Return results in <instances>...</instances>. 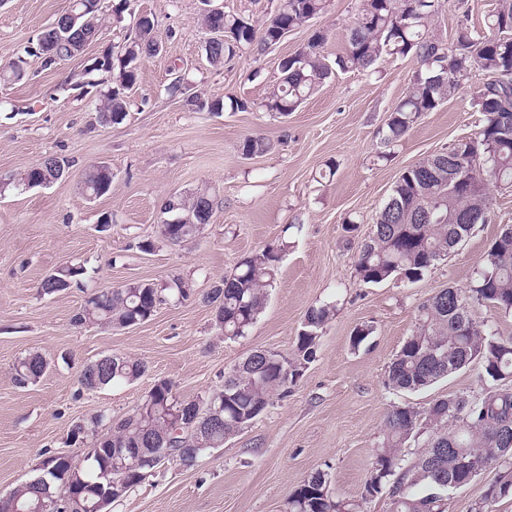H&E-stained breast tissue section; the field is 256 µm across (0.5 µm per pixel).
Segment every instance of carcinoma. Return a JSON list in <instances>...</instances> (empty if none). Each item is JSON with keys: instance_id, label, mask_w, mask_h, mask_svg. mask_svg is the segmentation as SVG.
<instances>
[{"instance_id": "obj_1", "label": "carcinoma", "mask_w": 512, "mask_h": 512, "mask_svg": "<svg viewBox=\"0 0 512 512\" xmlns=\"http://www.w3.org/2000/svg\"><path fill=\"white\" fill-rule=\"evenodd\" d=\"M100 0H82L72 20L61 14L36 39L38 54L51 66L76 56L100 33ZM330 0H280L274 16L261 28L246 18L205 9L206 30L222 29L229 41H208V61L218 66L235 46L260 50L279 43L282 33L306 25L324 13ZM438 0H359L356 18L349 30L345 53L329 64L322 48L327 34L314 33L308 44L281 61L282 83L266 98L269 112H293L329 77L332 67L340 70L372 68L387 55L410 57L419 65L413 84L391 112L384 134L387 146L397 142L423 114L449 99L461 78L473 69L491 76L476 93L477 111L485 123L477 136L460 139L438 153L428 167L415 165L396 182L380 211L371 237L362 246L356 272L366 284L389 280L415 283L441 260L448 248L472 231L456 223L458 214L474 211L479 223L490 208V183L512 185V0H498L487 16L488 33L468 26L457 29L452 47L428 35L438 9ZM162 41L155 21L148 27L137 23L135 36L127 38L120 52L109 51L111 62L92 71L113 75L115 86L102 94L98 120L103 126L120 123L127 116L126 90L137 80L144 58L160 52ZM193 110L221 112L224 100L196 94L187 99ZM270 149V143L249 136L242 154L252 156ZM66 161L49 156L17 178L20 184L38 177L52 183L66 170ZM464 170L467 182L453 190L448 177ZM112 185L109 166L87 168L83 189L97 198ZM218 202L207 189L170 196L162 213L171 220L191 217L182 224L160 223L157 238L178 245L199 234L210 221ZM279 248L267 246L242 258L233 274L204 296L215 306L216 324L224 338L245 337L263 312L269 290L276 284ZM86 269L71 264L45 277L42 295H53L73 286L83 287ZM193 288L173 277L161 283L132 282L117 288L95 289L74 316L77 325L124 329L149 320L161 299L185 301ZM491 304L512 313V234L501 232L487 249L477 278L465 289L448 287L417 307V327L394 355L386 370V384L394 390L418 392L475 365L483 383L476 396L448 395L433 402L435 409L420 410L397 405L388 412L375 461L365 480L360 502H344L329 492V475L316 471L289 495L286 512H359L360 503L386 494L390 512H448V483L467 477L459 459L482 468L498 470V478L471 512H488L490 503L512 496V455L496 457L487 451L492 434L512 428V337L485 330L471 317L477 305ZM335 307L323 304L309 309L298 336L294 358L255 350L224 377V391L216 397L184 400L166 379H158L131 413L101 432L107 415L93 413L74 423L67 443L77 454L65 456L45 450L43 476L13 489L10 498L17 512H42L59 501V512H95V504L107 505L123 498L155 469L169 460L192 467L213 448L261 415L274 395L288 393L302 367L316 354L320 331L334 316ZM49 362L39 353L17 361L12 378L19 387L37 382ZM148 370L147 365L123 356H107L96 371L79 372L81 389L94 392L116 383H133ZM421 443L412 461L401 455L409 441Z\"/></svg>"}]
</instances>
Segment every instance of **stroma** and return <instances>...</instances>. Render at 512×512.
I'll return each mask as SVG.
<instances>
[{
    "mask_svg": "<svg viewBox=\"0 0 512 512\" xmlns=\"http://www.w3.org/2000/svg\"><path fill=\"white\" fill-rule=\"evenodd\" d=\"M117 2L100 0L97 42L48 69L29 49L67 0H0V64L20 57L27 70L24 81L0 84V177L49 156L70 162L48 186L0 195V498L39 476L44 449L69 453L68 430L83 416L101 410L119 419L160 378L188 400L222 389L225 373L253 350L293 356L308 309L331 303L336 312L316 356L286 396L274 397L194 467L158 468L109 512H284L289 493L318 470L328 473L337 499H359L392 406L422 409L444 395L482 390L474 367L415 393L387 388L385 375L415 329L418 305L443 288L469 287L484 252L512 225V187H492L486 222L419 282L366 284L356 264L401 172L482 127L473 95L486 77L469 72L452 97L386 148L389 115L418 70L411 58L387 56L372 70L334 73L286 116L264 106L282 81L281 60L315 32L328 34V59L344 53L358 0H330L325 13L279 44L236 49L220 67L205 56L200 0H129L119 23ZM496 4L440 0L429 33L449 44L460 26L483 30ZM143 13L154 17L163 48L143 60L127 92L125 120L100 125L99 98L111 77L98 75L99 89L88 95L77 85ZM196 91L224 99V110L190 111L185 99ZM235 99L247 101V110L234 109ZM248 136L264 138L271 150L242 155ZM96 163L111 168L112 186L90 199L82 182ZM202 187L221 200L202 233L180 247L157 241L166 197ZM147 239L155 247L141 251ZM269 245L281 253L266 307L245 338L223 339L202 296L241 258ZM78 263L87 269L85 289L40 295L46 276ZM172 276L189 282L193 297L161 304L146 323L113 330L73 322L87 290ZM360 325L373 332L356 347L351 336ZM31 353L46 356L51 367L16 387L11 368ZM106 355L142 360L148 372L131 384L80 392L81 366Z\"/></svg>",
    "mask_w": 512,
    "mask_h": 512,
    "instance_id": "35a3bbf8",
    "label": "stroma"
}]
</instances>
